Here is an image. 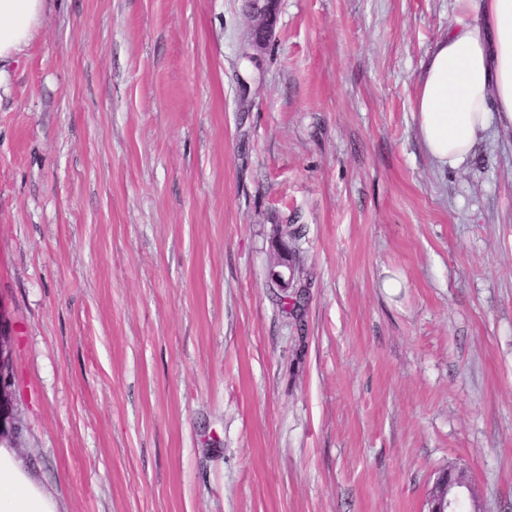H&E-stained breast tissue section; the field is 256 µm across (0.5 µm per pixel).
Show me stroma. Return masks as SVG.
<instances>
[{
  "mask_svg": "<svg viewBox=\"0 0 512 512\" xmlns=\"http://www.w3.org/2000/svg\"><path fill=\"white\" fill-rule=\"evenodd\" d=\"M454 15L281 0L252 62L243 0H49L0 78V320L60 512H427L451 466L512 512V131L457 170L417 134ZM269 280L271 288L282 293H288V288H296L297 281L292 271V253L284 243L281 244L277 260L270 269Z\"/></svg>",
  "mask_w": 512,
  "mask_h": 512,
  "instance_id": "1",
  "label": "stroma"
}]
</instances>
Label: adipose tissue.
<instances>
[{
    "instance_id": "ef3b65f1",
    "label": "adipose tissue",
    "mask_w": 512,
    "mask_h": 512,
    "mask_svg": "<svg viewBox=\"0 0 512 512\" xmlns=\"http://www.w3.org/2000/svg\"><path fill=\"white\" fill-rule=\"evenodd\" d=\"M48 0H0V65L30 46ZM415 111L439 166L460 167L492 122L512 129V0H455V20L428 56ZM0 512H60L18 449L0 443Z\"/></svg>"
}]
</instances>
